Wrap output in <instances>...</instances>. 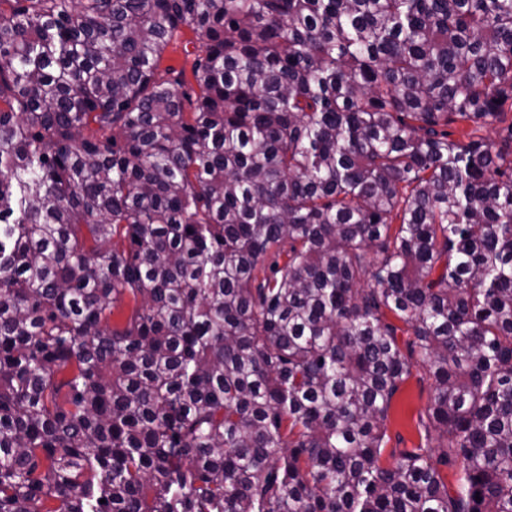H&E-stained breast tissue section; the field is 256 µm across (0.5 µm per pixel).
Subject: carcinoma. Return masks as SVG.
I'll use <instances>...</instances> for the list:
<instances>
[{
  "label": "carcinoma",
  "mask_w": 512,
  "mask_h": 512,
  "mask_svg": "<svg viewBox=\"0 0 512 512\" xmlns=\"http://www.w3.org/2000/svg\"><path fill=\"white\" fill-rule=\"evenodd\" d=\"M509 111L512 0H0V512H512ZM196 39L194 34L185 29L181 37L170 44L163 54L161 68L168 66L184 69L187 79L191 80V67L194 59ZM430 384L424 370L414 367L412 375L394 395L386 421L389 442L381 458L383 466H393L400 452L415 448L421 442L418 417L430 403Z\"/></svg>",
  "instance_id": "obj_1"
}]
</instances>
